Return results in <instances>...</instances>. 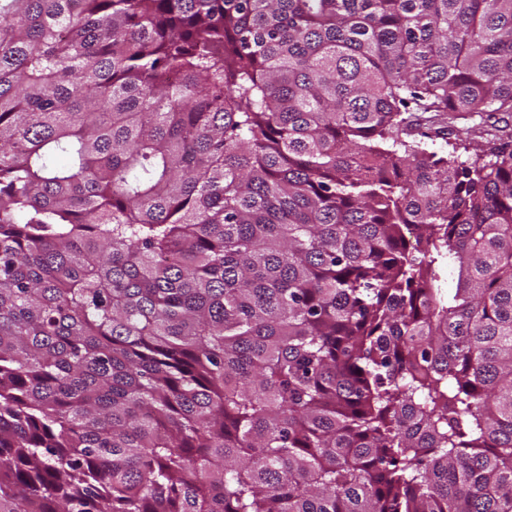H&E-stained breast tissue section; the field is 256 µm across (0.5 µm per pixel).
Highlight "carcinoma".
<instances>
[{
    "label": "carcinoma",
    "instance_id": "1",
    "mask_svg": "<svg viewBox=\"0 0 512 512\" xmlns=\"http://www.w3.org/2000/svg\"><path fill=\"white\" fill-rule=\"evenodd\" d=\"M496 112L512 0H0V512H512ZM472 144L478 146L487 145L488 142L500 143L512 140V114H496L471 136Z\"/></svg>",
    "mask_w": 512,
    "mask_h": 512
}]
</instances>
